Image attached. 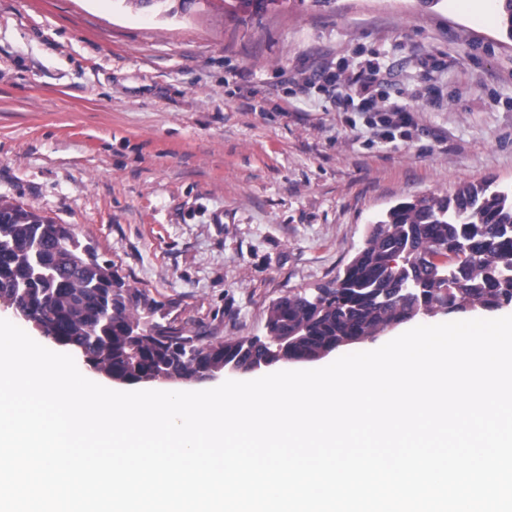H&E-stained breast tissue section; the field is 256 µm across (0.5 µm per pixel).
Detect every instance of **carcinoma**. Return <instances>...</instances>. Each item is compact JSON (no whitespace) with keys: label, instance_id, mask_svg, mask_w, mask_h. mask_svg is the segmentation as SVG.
I'll return each instance as SVG.
<instances>
[{"label":"carcinoma","instance_id":"carcinoma-1","mask_svg":"<svg viewBox=\"0 0 512 512\" xmlns=\"http://www.w3.org/2000/svg\"><path fill=\"white\" fill-rule=\"evenodd\" d=\"M497 2L512 39V0ZM407 250L413 265L401 272L390 267ZM407 276L416 280L415 290L396 293L397 280ZM450 276L462 289L434 294L432 288ZM321 291L318 306L297 292L269 307L270 332L296 339L289 358L317 360L348 339H367L409 321L424 307L452 313L512 305V194L470 185L391 207L343 273ZM18 299L28 323L44 336L131 384L157 373L190 381L206 370L223 371L226 362L263 355L251 338L213 337L193 344L189 354L174 351L141 328L142 313L158 306L155 299L127 285L111 262L99 261L65 225L0 203V302Z\"/></svg>","mask_w":512,"mask_h":512}]
</instances>
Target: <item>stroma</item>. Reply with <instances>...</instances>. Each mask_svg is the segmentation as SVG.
Returning <instances> with one entry per match:
<instances>
[{"instance_id":"1","label":"stroma","mask_w":512,"mask_h":512,"mask_svg":"<svg viewBox=\"0 0 512 512\" xmlns=\"http://www.w3.org/2000/svg\"><path fill=\"white\" fill-rule=\"evenodd\" d=\"M362 68L372 110L337 108ZM484 183L512 191L493 0H0V200L71 225L180 335L266 336L390 207Z\"/></svg>"}]
</instances>
